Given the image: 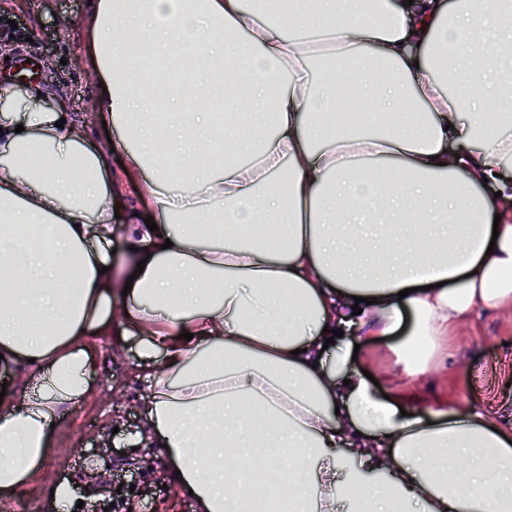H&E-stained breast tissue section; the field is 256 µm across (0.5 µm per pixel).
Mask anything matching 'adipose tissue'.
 Returning <instances> with one entry per match:
<instances>
[{"label": "adipose tissue", "instance_id": "adipose-tissue-1", "mask_svg": "<svg viewBox=\"0 0 512 512\" xmlns=\"http://www.w3.org/2000/svg\"><path fill=\"white\" fill-rule=\"evenodd\" d=\"M86 25L112 142L38 87L0 88V367L37 376L0 401V490L36 479L90 390L88 337L113 333L135 338L147 395L130 442L161 448L195 512H512L511 427L381 394L353 357L408 317L430 343L415 377L474 312L512 307V0H311L264 21L244 0H98ZM329 58L345 83L317 75ZM350 101L390 126L324 124ZM128 194L156 230L115 228ZM31 225L50 252L17 249ZM251 460L276 473L264 490Z\"/></svg>", "mask_w": 512, "mask_h": 512}]
</instances>
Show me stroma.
<instances>
[{"label": "stroma", "mask_w": 512, "mask_h": 512, "mask_svg": "<svg viewBox=\"0 0 512 512\" xmlns=\"http://www.w3.org/2000/svg\"><path fill=\"white\" fill-rule=\"evenodd\" d=\"M92 13L88 0H0V16L25 27L28 39L15 44L0 36V83L22 57L36 60L34 77L19 76L15 85L35 81L48 95L45 104L66 99L86 118L90 143L107 136L95 118L97 80L86 52L85 26ZM453 356L445 365L417 377L425 394L447 395L459 403H477L493 413L512 414V311L484 310L472 316L450 338ZM95 357L91 389L85 399L65 413L34 482L10 492L0 491V512H46V492L55 483L70 482L83 508L64 512H111L129 504L134 512H193L166 469L160 449H131L126 438L143 425L145 393L134 371L135 341L94 336ZM368 368L384 369L383 389L403 382L405 357L398 339L365 345ZM135 401L126 409L112 404L113 391ZM111 477H101L102 469Z\"/></svg>", "instance_id": "1"}]
</instances>
